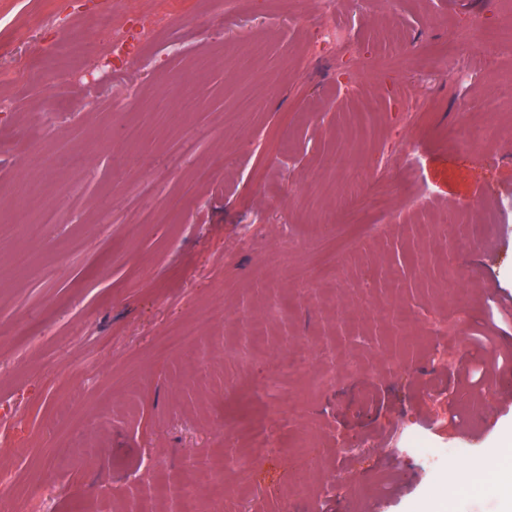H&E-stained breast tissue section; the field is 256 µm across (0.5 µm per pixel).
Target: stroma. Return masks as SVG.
I'll return each instance as SVG.
<instances>
[{"mask_svg":"<svg viewBox=\"0 0 512 512\" xmlns=\"http://www.w3.org/2000/svg\"><path fill=\"white\" fill-rule=\"evenodd\" d=\"M111 8L117 73L81 62ZM318 8L0 6V512H122L136 484L145 512H169L187 458L229 450L247 473L228 498L197 474L208 512H417L512 430V334L484 308L512 294V0H337L342 49ZM384 27L403 42H372ZM261 84L263 104L237 111ZM357 171L398 196L367 207ZM33 194L54 220L30 236L12 216ZM20 246L32 270L13 267ZM394 305L414 313L402 365L371 341ZM207 311L203 359L166 351ZM338 316L351 339L329 336ZM442 326L455 358L435 368ZM306 342L308 364L288 366Z\"/></svg>","mask_w":512,"mask_h":512,"instance_id":"obj_1","label":"stroma"}]
</instances>
